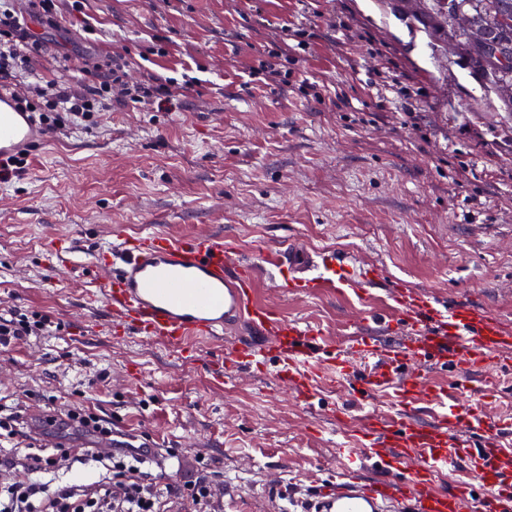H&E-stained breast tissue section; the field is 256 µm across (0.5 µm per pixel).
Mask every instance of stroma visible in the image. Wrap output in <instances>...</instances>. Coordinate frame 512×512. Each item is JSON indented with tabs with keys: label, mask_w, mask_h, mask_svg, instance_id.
Returning a JSON list of instances; mask_svg holds the SVG:
<instances>
[{
	"label": "stroma",
	"mask_w": 512,
	"mask_h": 512,
	"mask_svg": "<svg viewBox=\"0 0 512 512\" xmlns=\"http://www.w3.org/2000/svg\"><path fill=\"white\" fill-rule=\"evenodd\" d=\"M64 16L73 38L89 24L102 53H125L130 81L176 79V107L104 112L47 135L26 175L0 183V310L56 326L0 350V401L82 404L132 428L166 450L153 481L207 472L217 512H282L333 480L362 404L353 388H322L304 408L274 367L227 382L210 350L190 359L84 310V267L115 227L207 231L253 263L291 243L332 247L353 270L512 325V114L382 0H85ZM286 48L288 69L323 99L263 84L262 63ZM338 96L352 110L336 111ZM401 98L422 112L421 130L404 127ZM357 108L371 122L354 123ZM55 236L74 239L77 272L57 268ZM257 291L321 329L327 350L389 302L286 293L267 273Z\"/></svg>",
	"instance_id": "stroma-1"
}]
</instances>
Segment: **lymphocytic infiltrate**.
<instances>
[{
	"label": "lymphocytic infiltrate",
	"mask_w": 512,
	"mask_h": 512,
	"mask_svg": "<svg viewBox=\"0 0 512 512\" xmlns=\"http://www.w3.org/2000/svg\"><path fill=\"white\" fill-rule=\"evenodd\" d=\"M61 2L0 0V80L10 82L20 110L35 113L47 132H61L75 123L92 126L97 113L117 107L172 111L174 94L168 80L148 72L140 82L130 83V61L119 52L100 60L90 48L80 49L75 60L82 79L76 85L36 75L32 54L41 49L43 39L31 27L39 25L45 33L61 30ZM52 328L46 315L11 312L0 316V346L50 335ZM86 460L103 468L96 482L63 481L62 472ZM145 467V461L108 448L0 447V512H166L172 498L188 501L193 512H212L215 490L208 476L161 486L148 479Z\"/></svg>",
	"instance_id": "1"
}]
</instances>
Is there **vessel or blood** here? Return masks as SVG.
I'll use <instances>...</instances> for the list:
<instances>
[{"instance_id": "1", "label": "vessel or blood", "mask_w": 512, "mask_h": 512, "mask_svg": "<svg viewBox=\"0 0 512 512\" xmlns=\"http://www.w3.org/2000/svg\"><path fill=\"white\" fill-rule=\"evenodd\" d=\"M42 142L32 113L19 111L0 91V160ZM115 238L95 253L91 268L101 277L88 297L90 312H105L110 324L190 356L230 335L217 356L221 376L259 371L274 360L277 381L308 406L321 386L351 383L430 409L431 421L422 423L364 410L357 443L338 451L342 473L313 491L303 512H512V448L504 444L512 436V417L488 416L490 391L473 385L478 373H512V326L497 313L476 304L445 307L420 290L395 288L388 325L405 329L407 343L389 344L355 331L321 358L318 331L257 300L258 266L274 269L282 290L309 294L324 288L366 294L379 280L377 270L348 276L335 250L295 246L268 252L257 265L210 233L119 231ZM427 363L446 370L452 384L421 375ZM112 445L151 461L160 454L127 432L113 434ZM368 461L392 472V479L362 477ZM462 465L468 480L447 491L436 488L437 475Z\"/></svg>"}]
</instances>
